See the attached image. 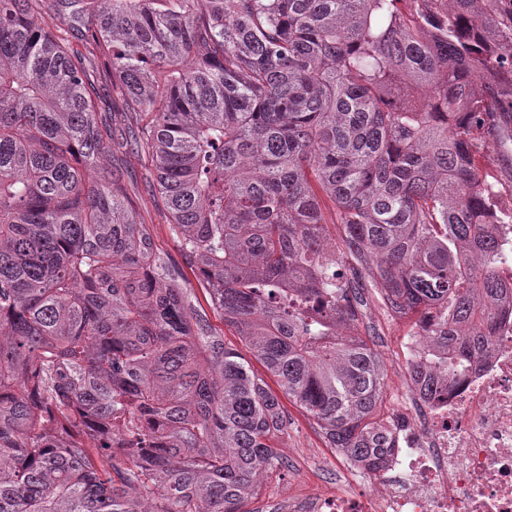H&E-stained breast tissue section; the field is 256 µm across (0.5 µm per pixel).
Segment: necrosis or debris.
I'll list each match as a JSON object with an SVG mask.
<instances>
[{"mask_svg":"<svg viewBox=\"0 0 512 512\" xmlns=\"http://www.w3.org/2000/svg\"><path fill=\"white\" fill-rule=\"evenodd\" d=\"M382 434L377 468L343 457L349 489L290 499L287 512H512V306L489 354L442 394L409 374Z\"/></svg>","mask_w":512,"mask_h":512,"instance_id":"1","label":"necrosis or debris"}]
</instances>
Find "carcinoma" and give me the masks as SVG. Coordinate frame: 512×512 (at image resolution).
<instances>
[{"label":"carcinoma","mask_w":512,"mask_h":512,"mask_svg":"<svg viewBox=\"0 0 512 512\" xmlns=\"http://www.w3.org/2000/svg\"><path fill=\"white\" fill-rule=\"evenodd\" d=\"M91 4L0 0V512H251L281 467L279 397L101 164L99 61L146 118L121 147L150 159L211 306L372 467L382 360L339 332L357 290L421 314L430 394L501 316L512 213L489 209L477 158L512 143V0Z\"/></svg>","instance_id":"1"}]
</instances>
